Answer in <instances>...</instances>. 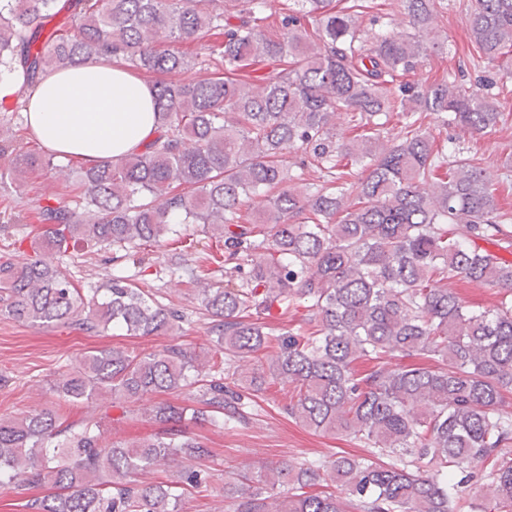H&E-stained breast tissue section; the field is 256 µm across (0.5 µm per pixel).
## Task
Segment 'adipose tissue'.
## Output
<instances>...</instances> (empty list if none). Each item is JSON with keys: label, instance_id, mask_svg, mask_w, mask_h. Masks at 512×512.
<instances>
[{"label": "adipose tissue", "instance_id": "1", "mask_svg": "<svg viewBox=\"0 0 512 512\" xmlns=\"http://www.w3.org/2000/svg\"><path fill=\"white\" fill-rule=\"evenodd\" d=\"M25 117L49 149L87 161L128 154L156 129L150 85L108 56L44 77Z\"/></svg>", "mask_w": 512, "mask_h": 512}]
</instances>
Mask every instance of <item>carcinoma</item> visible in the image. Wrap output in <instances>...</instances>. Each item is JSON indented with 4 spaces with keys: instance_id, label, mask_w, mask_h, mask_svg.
I'll list each match as a JSON object with an SVG mask.
<instances>
[{
    "instance_id": "carcinoma-1",
    "label": "carcinoma",
    "mask_w": 512,
    "mask_h": 512,
    "mask_svg": "<svg viewBox=\"0 0 512 512\" xmlns=\"http://www.w3.org/2000/svg\"><path fill=\"white\" fill-rule=\"evenodd\" d=\"M363 2L288 0L273 37L266 0H0V77L23 89L104 54L158 76L156 137L87 162L76 199L38 206L34 256L0 260V316L162 334L183 315L147 283L114 277L89 297L54 256L72 245L133 249L141 276L136 250L182 224L203 225L224 249V284L204 287L202 265L190 269L212 352L93 351L56 386L58 407L0 418V485L53 488L31 512H180L185 492L210 479L201 462L212 449L188 424L245 422L274 380L295 385L289 417L363 444L374 460L335 452L240 472L224 482L225 512H466L476 499L512 512L509 216L491 175L429 127L484 135L500 122L512 0H471L469 43L499 75L471 90L405 81L443 49L418 38L438 24L441 0H400V31L380 8L361 26ZM62 12L74 24L43 36ZM207 35L220 41L203 55L174 48ZM196 68L208 76L164 79ZM392 113L396 134L381 121ZM291 152L315 181L292 174ZM38 169H53L51 158L0 138V184L21 186ZM454 279L501 300L477 309L450 291ZM275 308L302 314L304 327H271ZM191 389L203 408L154 403L145 414L160 431L148 437L110 441L92 415L67 422L106 395L119 407ZM161 467L172 481L140 479ZM280 485L288 495L273 493Z\"/></svg>"
}]
</instances>
